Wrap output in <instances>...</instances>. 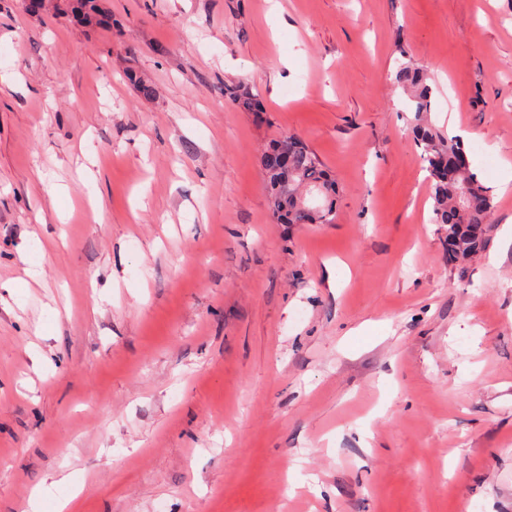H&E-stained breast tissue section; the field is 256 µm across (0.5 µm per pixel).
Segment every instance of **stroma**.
Wrapping results in <instances>:
<instances>
[{"instance_id":"obj_1","label":"stroma","mask_w":512,"mask_h":512,"mask_svg":"<svg viewBox=\"0 0 512 512\" xmlns=\"http://www.w3.org/2000/svg\"><path fill=\"white\" fill-rule=\"evenodd\" d=\"M101 4L0 0V512H512V192L449 261L389 77L497 186L512 0ZM284 134L333 223L274 220ZM57 13H72L76 21L84 24H101L107 22L102 17L98 0H71L65 8ZM224 96L232 106L244 112H263L259 100L245 87H225ZM286 154L288 169L280 163ZM260 162L272 214L279 224L332 223L336 183L304 140L293 134L283 135L267 146ZM311 191L324 199L313 211L306 201Z\"/></svg>"}]
</instances>
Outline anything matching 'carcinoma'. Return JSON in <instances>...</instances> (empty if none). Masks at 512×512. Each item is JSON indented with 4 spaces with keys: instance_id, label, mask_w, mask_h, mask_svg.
Returning a JSON list of instances; mask_svg holds the SVG:
<instances>
[{
    "instance_id": "carcinoma-1",
    "label": "carcinoma",
    "mask_w": 512,
    "mask_h": 512,
    "mask_svg": "<svg viewBox=\"0 0 512 512\" xmlns=\"http://www.w3.org/2000/svg\"><path fill=\"white\" fill-rule=\"evenodd\" d=\"M63 12L72 13L76 21L84 24L105 22L99 0H70ZM399 53L391 80L408 99V131L421 150L419 157L431 187V223L438 226L443 242L451 246L458 262L464 265L486 248L495 209L493 190L467 161L464 143L447 137L432 123L434 90L426 70L404 49ZM224 96L244 112H262L259 100L244 87H226ZM260 162L272 214L278 223H332L336 183L304 140L286 134L267 146ZM312 191L324 199L313 211L306 201Z\"/></svg>"
}]
</instances>
